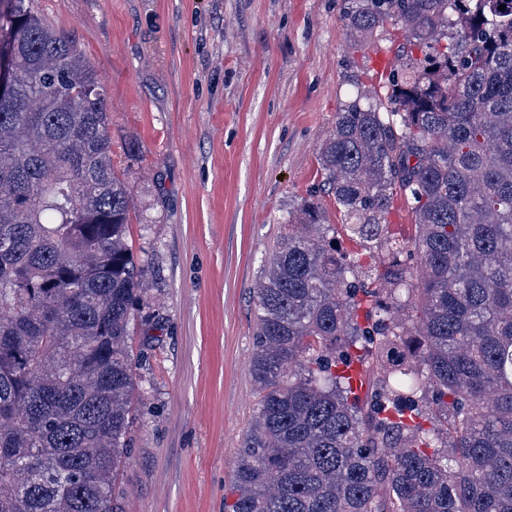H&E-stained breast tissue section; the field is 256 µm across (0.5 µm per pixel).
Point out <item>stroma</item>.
I'll return each instance as SVG.
<instances>
[{
  "label": "stroma",
  "mask_w": 512,
  "mask_h": 512,
  "mask_svg": "<svg viewBox=\"0 0 512 512\" xmlns=\"http://www.w3.org/2000/svg\"><path fill=\"white\" fill-rule=\"evenodd\" d=\"M94 64L112 165L132 194L144 267L124 512H224L256 410L253 287L288 212L325 192L318 148L374 56L403 32L352 37L340 0H33Z\"/></svg>",
  "instance_id": "1"
}]
</instances>
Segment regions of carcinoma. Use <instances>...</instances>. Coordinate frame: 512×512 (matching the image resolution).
<instances>
[{
	"mask_svg": "<svg viewBox=\"0 0 512 512\" xmlns=\"http://www.w3.org/2000/svg\"><path fill=\"white\" fill-rule=\"evenodd\" d=\"M343 2L404 43L319 146L342 223L302 202L254 285L224 512H512V0ZM0 44V512H123L143 269L105 88L31 0H0ZM387 224L393 225L394 233L399 239H408L414 234V225L406 204L400 196H396L387 215Z\"/></svg>",
	"mask_w": 512,
	"mask_h": 512,
	"instance_id": "obj_1",
	"label": "carcinoma"
}]
</instances>
